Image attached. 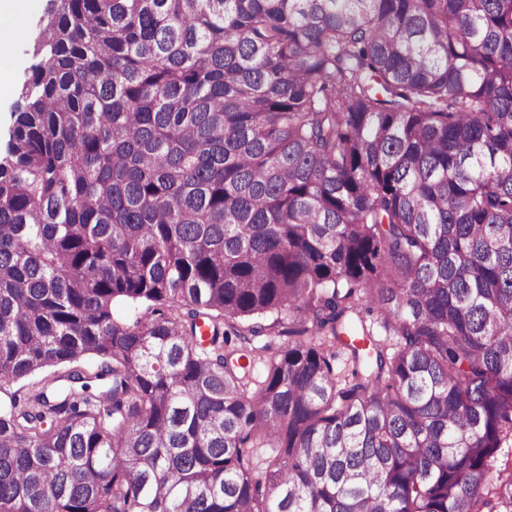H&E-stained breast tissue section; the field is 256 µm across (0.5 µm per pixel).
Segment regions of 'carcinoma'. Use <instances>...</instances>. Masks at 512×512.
Segmentation results:
<instances>
[{
	"label": "carcinoma",
	"mask_w": 512,
	"mask_h": 512,
	"mask_svg": "<svg viewBox=\"0 0 512 512\" xmlns=\"http://www.w3.org/2000/svg\"><path fill=\"white\" fill-rule=\"evenodd\" d=\"M29 43L0 512H512V0H50Z\"/></svg>",
	"instance_id": "cac0c4a2"
}]
</instances>
